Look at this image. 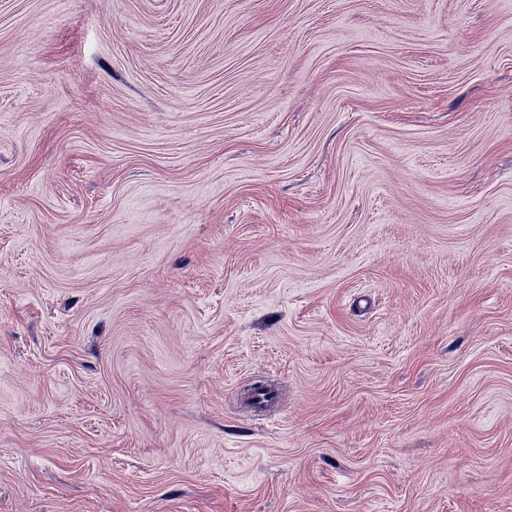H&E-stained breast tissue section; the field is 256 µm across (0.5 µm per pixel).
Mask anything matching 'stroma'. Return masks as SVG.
I'll return each instance as SVG.
<instances>
[{
	"label": "stroma",
	"instance_id": "1",
	"mask_svg": "<svg viewBox=\"0 0 512 512\" xmlns=\"http://www.w3.org/2000/svg\"><path fill=\"white\" fill-rule=\"evenodd\" d=\"M0 512H512V0H0Z\"/></svg>",
	"mask_w": 512,
	"mask_h": 512
}]
</instances>
